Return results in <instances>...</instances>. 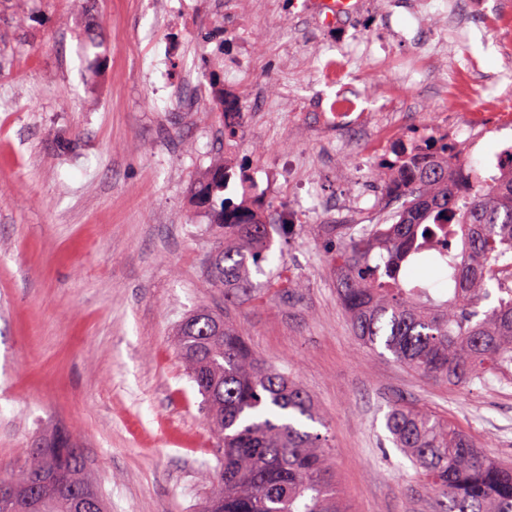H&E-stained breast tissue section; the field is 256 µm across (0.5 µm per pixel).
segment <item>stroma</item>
I'll return each mask as SVG.
<instances>
[{
    "instance_id": "obj_1",
    "label": "stroma",
    "mask_w": 512,
    "mask_h": 512,
    "mask_svg": "<svg viewBox=\"0 0 512 512\" xmlns=\"http://www.w3.org/2000/svg\"><path fill=\"white\" fill-rule=\"evenodd\" d=\"M0 0V478L50 431L77 441L109 512H196L221 453L175 346L210 306L250 334L327 420L342 512H433L388 441L392 401L426 408L512 463V376L440 385L363 349L336 299L324 224L370 225L374 168L401 141L466 140L480 168L512 145V0H458L467 35L443 49L446 0H357L335 25L307 0ZM255 63L233 77L227 65ZM224 75L243 114L178 109L186 67ZM271 101L284 109L271 111ZM321 112H342L335 130ZM281 213L251 297L208 276L212 217L192 195L216 159ZM299 281L268 290L271 271Z\"/></svg>"
}]
</instances>
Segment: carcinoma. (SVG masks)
I'll return each mask as SVG.
<instances>
[{
    "label": "carcinoma",
    "instance_id": "carcinoma-1",
    "mask_svg": "<svg viewBox=\"0 0 512 512\" xmlns=\"http://www.w3.org/2000/svg\"><path fill=\"white\" fill-rule=\"evenodd\" d=\"M239 174L216 165L193 189L213 213L217 241L209 274L224 297L252 288L251 267L268 259L265 208L224 197ZM390 210L373 228L348 229L333 253L338 301L355 337L440 383L467 384L512 370V167L485 175L448 133L402 143L374 173ZM432 268L448 284L435 293L413 276ZM175 348L203 397L221 448L217 486L202 512H341L324 424L313 398L262 362L235 319L211 308L187 316ZM386 429L436 512H512V466L464 431L421 407L394 403ZM44 476L41 494L28 484ZM15 492L0 512H72L56 483L95 493L71 435L55 434L11 473Z\"/></svg>",
    "mask_w": 512,
    "mask_h": 512
}]
</instances>
